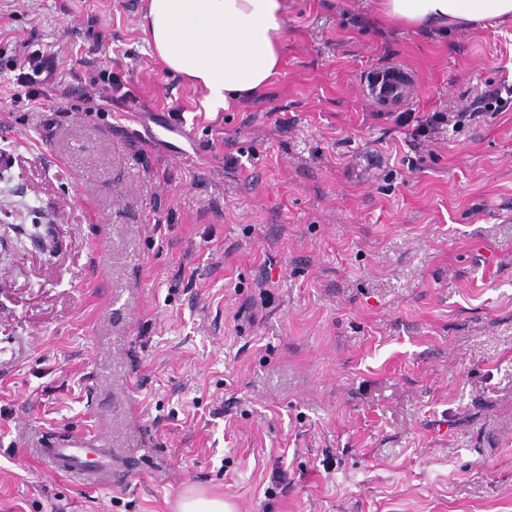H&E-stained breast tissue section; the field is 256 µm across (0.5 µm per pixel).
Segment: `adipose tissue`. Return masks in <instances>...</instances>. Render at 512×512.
Here are the masks:
<instances>
[{
  "instance_id": "obj_1",
  "label": "adipose tissue",
  "mask_w": 512,
  "mask_h": 512,
  "mask_svg": "<svg viewBox=\"0 0 512 512\" xmlns=\"http://www.w3.org/2000/svg\"><path fill=\"white\" fill-rule=\"evenodd\" d=\"M286 0H147L142 29L166 68L211 111L258 97L286 51ZM386 23L420 30L512 26V0H377Z\"/></svg>"
}]
</instances>
